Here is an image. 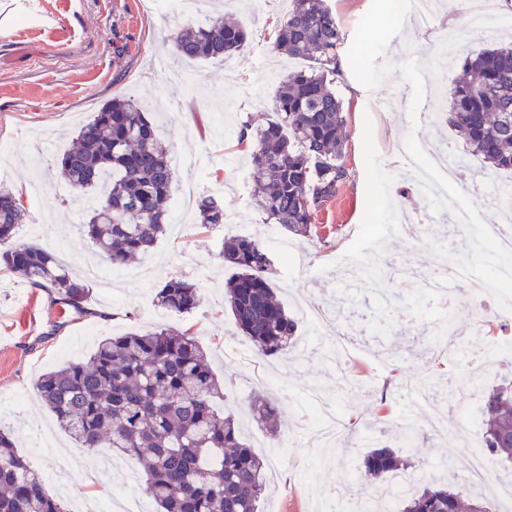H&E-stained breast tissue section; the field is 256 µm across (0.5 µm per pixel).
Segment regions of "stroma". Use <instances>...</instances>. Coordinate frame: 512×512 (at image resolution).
<instances>
[{"instance_id":"35a3bbf8","label":"stroma","mask_w":512,"mask_h":512,"mask_svg":"<svg viewBox=\"0 0 512 512\" xmlns=\"http://www.w3.org/2000/svg\"><path fill=\"white\" fill-rule=\"evenodd\" d=\"M440 2V23L454 27L459 36L447 54L448 79H455L464 57L496 42L512 43V32L501 24L504 9L512 10V0H493L494 13L480 25L460 0ZM283 14L280 0H200L196 23L236 19L249 31L242 53L224 63L185 60L174 52L171 38L186 21L171 12L167 0H0V145L8 149L0 156V169L8 170L7 186L26 207L19 239L64 253L74 268L105 265L83 231L100 190L72 188L60 178L57 163L94 112L112 99L130 96L150 112L159 135L171 146L174 191L195 187L218 195L225 210L237 216L236 223L210 230L196 223L169 230L151 250L122 267L115 295H106L98 281L87 280L86 306L94 311L90 317L63 310L49 291L28 286L18 273L0 268V425L10 428L19 454L41 472L59 467V451L74 458L61 498L64 506L97 502V495L84 485L87 465L97 456L78 448L39 402L38 377L87 358L103 337L161 325L192 329L224 387L226 410L243 415L247 442L258 445L269 465V489L259 512H309L315 506L336 512L331 494L343 485L359 484L372 437L397 443L399 453L418 469L454 463V487L468 488L464 469L469 448L456 414H449L444 429L422 423L416 444H403L398 421L403 404L375 392L342 391L343 370L329 353L325 333L301 325L295 355L262 359L224 309V282L232 271L222 251L225 237L231 235L264 242L272 259L269 279L290 311L305 298L334 306L336 256L363 251L371 265L380 266L394 253L409 260L411 275L363 280L355 307L341 320L366 355L352 377L369 381L370 360L376 356L382 357L392 380L406 374L425 378L435 369L433 347L444 307L436 296L426 307L417 300L422 274L433 269L435 257L425 239L391 234L400 212H420L423 203L408 175L388 171L380 163L386 144L404 141L411 130V88L400 74L361 96L347 50L338 49L336 91L346 117L347 178L336 198L316 213L313 237L292 236L280 225L265 223L251 203L254 168L245 160L236 168L226 162L242 148L236 136L217 138L220 113L229 115L234 128L247 120L263 124L271 115L280 79L308 66L274 47L276 22ZM439 45L437 37L407 29L392 39L387 57L398 62L412 54L428 64L436 59ZM45 136L52 147L38 174L48 199L35 205L25 161ZM191 149L200 154L199 165L192 169L183 161L184 152ZM481 167L479 160H470L460 189L486 223L494 224V182L512 180V171L485 173ZM167 277L198 286L202 299L193 313L164 314L155 307L154 288ZM480 289L475 280L457 287L458 333L449 337V345L462 342L478 350L495 336L512 337V324L492 333L484 330L482 323L490 315ZM100 310L107 311V318H97ZM379 322L385 334L374 332ZM317 387L333 392L332 406L348 428L339 446L325 453L308 440L310 419L303 409ZM258 395L279 413L278 436H270L247 415Z\"/></svg>"}]
</instances>
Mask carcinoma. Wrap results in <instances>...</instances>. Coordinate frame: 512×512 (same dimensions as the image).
Segmentation results:
<instances>
[{
  "instance_id": "1",
  "label": "carcinoma",
  "mask_w": 512,
  "mask_h": 512,
  "mask_svg": "<svg viewBox=\"0 0 512 512\" xmlns=\"http://www.w3.org/2000/svg\"><path fill=\"white\" fill-rule=\"evenodd\" d=\"M248 41L239 22L188 25L173 36L177 54L189 59H228ZM343 32L327 0H291L277 30L276 48L309 61L306 70L283 77L274 94L273 117L254 129L242 125L257 174L253 205L268 224L308 238L314 215L336 198L347 176L343 102L336 93V49ZM447 122L463 139L464 155L484 168L512 170V45L466 57L448 102ZM59 176L75 189L106 186L111 209H92L84 224L97 250L114 266L147 252L166 233L175 171L170 148L134 99L104 104L78 131L59 160ZM204 229L224 224L216 195L196 203ZM25 208L0 186V266L45 288L80 316L88 290L53 252L16 239ZM224 261L234 269L225 283L224 307L256 353L288 351L298 322L277 300L267 277L270 257L261 241L231 236ZM199 288L180 278L155 293L158 308L179 315L200 304ZM37 393L58 425L90 453L116 448L145 462L144 491L157 512H258L268 463L247 443L234 414L221 412L224 387L190 330L159 327L102 338L87 358L45 372ZM250 409L270 431L277 410L263 399ZM483 430L490 460H512V381L490 388L483 401ZM368 482L405 474L406 459L376 439L363 460ZM400 512H491L477 491L466 494L431 480L401 499ZM0 512H67L48 494L41 473L15 451L0 426Z\"/></svg>"
}]
</instances>
